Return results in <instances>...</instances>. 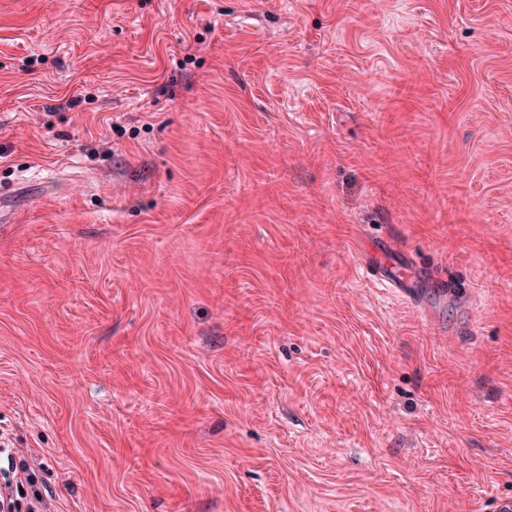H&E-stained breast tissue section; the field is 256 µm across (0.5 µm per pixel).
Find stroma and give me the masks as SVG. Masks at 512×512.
<instances>
[{"mask_svg": "<svg viewBox=\"0 0 512 512\" xmlns=\"http://www.w3.org/2000/svg\"><path fill=\"white\" fill-rule=\"evenodd\" d=\"M0 211L55 512L512 502V0H0ZM375 248L376 258L373 262L362 266V276L371 282H374L384 288H390L392 291L398 293L403 299L411 302H416L421 305L418 298L414 296L413 288H410L408 281L393 277L388 273V254L380 248L386 249L383 244Z\"/></svg>", "mask_w": 512, "mask_h": 512, "instance_id": "stroma-1", "label": "stroma"}]
</instances>
